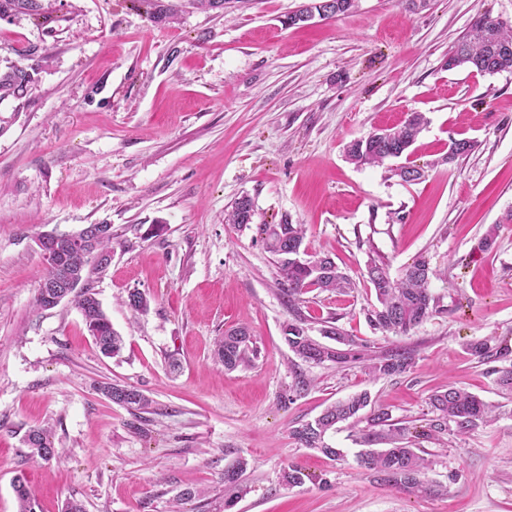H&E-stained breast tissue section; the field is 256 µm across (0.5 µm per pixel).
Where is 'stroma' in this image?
<instances>
[{
    "label": "stroma",
    "mask_w": 512,
    "mask_h": 512,
    "mask_svg": "<svg viewBox=\"0 0 512 512\" xmlns=\"http://www.w3.org/2000/svg\"><path fill=\"white\" fill-rule=\"evenodd\" d=\"M303 0H246L226 12L180 7L151 22L141 0H50L48 18L0 19V60L33 68L24 105L0 103V512H17L23 477L36 512H224V469L248 461V494L233 512H512V395L496 383L508 358H474L468 343L512 338V69L448 70V52L475 17L512 26V0H357L348 13L302 26ZM410 112L427 124L401 161L350 163L346 144ZM474 141L447 162L451 140ZM251 224L224 221L241 197ZM305 225L308 254L331 255L356 283L346 297L312 291L289 303L262 225ZM112 227V263L92 275L121 357H102L70 302L40 310V232ZM499 225L494 249L478 242ZM391 278L416 257L436 270L437 310L410 335L373 330L369 255ZM147 309L126 303L130 292ZM335 318L413 369L375 379L363 363L315 365L283 328L313 338ZM247 326L252 366L225 370L216 339ZM307 388H300V381ZM103 381L134 386L142 412L112 403ZM457 386L495 405L465 434L422 442L423 480L438 495L373 481L353 422L329 441L339 459L300 446L294 427L366 391L393 419L420 426L428 398ZM48 429L62 456L32 461L23 442ZM304 481L281 479L288 465ZM192 499H185V492Z\"/></svg>",
    "instance_id": "obj_1"
}]
</instances>
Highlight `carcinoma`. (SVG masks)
<instances>
[{"label": "carcinoma", "instance_id": "1", "mask_svg": "<svg viewBox=\"0 0 512 512\" xmlns=\"http://www.w3.org/2000/svg\"><path fill=\"white\" fill-rule=\"evenodd\" d=\"M147 5V15L154 23H161L174 16L176 6L162 0H141ZM44 16L45 0H0V19L13 14ZM448 65L457 69L468 67L481 74H495L512 69V27L501 26L487 15L478 16L467 35L451 49ZM33 82L32 73L22 65L8 61L0 67V103L13 99L23 100ZM427 119L420 112L409 113L404 121L389 129L371 133L368 137L351 141L346 146V156L357 166L382 164L394 152L406 153L416 142ZM253 210L247 197L239 198L225 214L229 224L245 226L250 223L248 214ZM266 249L277 258L283 292L289 301L298 300L304 294L319 290L338 295H348L355 283L342 272L328 255L304 257L305 229L302 224L284 222L265 224ZM104 267L91 261L87 250L74 242L58 256L56 266L43 275L46 281L83 282V288H42L36 290L34 304L47 310L56 307L61 297L70 299L81 312L86 328L93 336L100 353L107 358L120 356L124 341L114 329L101 302L91 286L90 275ZM367 281L373 288L377 305L366 312V320L374 330L394 336H407L436 311V300L429 290L431 277L436 272L429 267L425 257H417L404 269L402 276L394 280L386 264L374 258L367 262ZM284 335L291 351L299 358L315 364L332 363L345 365L360 361L373 378L403 375L410 372L414 356L407 349H395L376 353L368 345L357 342L333 321H326L322 336L338 343L333 347L308 336L303 322L295 320L284 326ZM471 355L484 360L493 355L505 358L512 353V346L504 341L491 347L485 340L468 345ZM259 353L256 343L245 327L224 332L214 345L213 357L228 371L251 365ZM100 391L115 404L147 410L152 401L140 390L129 386L103 382ZM371 405L368 392H360L338 400L325 408L314 420L292 430V437L305 448L319 450L334 459L340 449L328 441V435L336 425L360 417ZM432 417L425 429L415 433L402 422L394 421L384 410H371L367 416L368 427L361 430L360 442L370 447L361 458L367 474L380 483L406 493H431L434 488L424 484L422 475L431 461L412 448L419 439H434L450 430L469 432L493 418L494 407L476 395L453 385L437 391L429 397ZM30 449V457L49 461L59 456L52 435L47 429H33L24 439ZM247 470L246 460L239 458L224 468V487L230 495L224 499V510L229 512L244 495L247 486L242 476ZM18 512H36L23 478L15 480Z\"/></svg>", "mask_w": 512, "mask_h": 512}]
</instances>
